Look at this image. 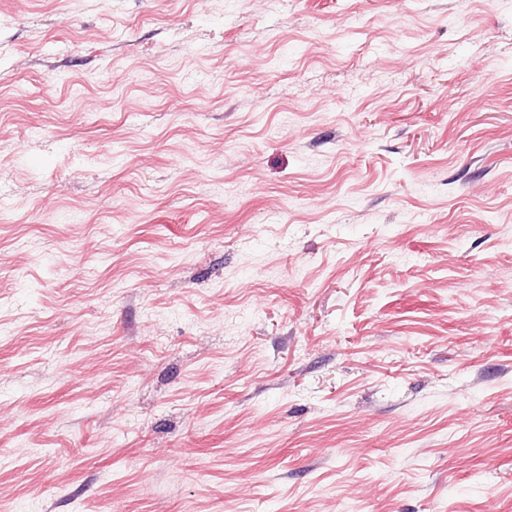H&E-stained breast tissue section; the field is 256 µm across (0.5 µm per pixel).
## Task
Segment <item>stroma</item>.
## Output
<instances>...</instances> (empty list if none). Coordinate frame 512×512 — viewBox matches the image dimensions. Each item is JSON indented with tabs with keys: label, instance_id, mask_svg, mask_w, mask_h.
Instances as JSON below:
<instances>
[{
	"label": "stroma",
	"instance_id": "35a3bbf8",
	"mask_svg": "<svg viewBox=\"0 0 512 512\" xmlns=\"http://www.w3.org/2000/svg\"><path fill=\"white\" fill-rule=\"evenodd\" d=\"M0 512H512V0H0Z\"/></svg>",
	"mask_w": 512,
	"mask_h": 512
}]
</instances>
